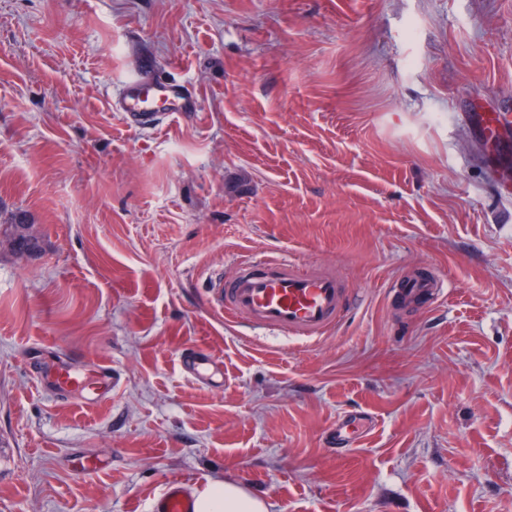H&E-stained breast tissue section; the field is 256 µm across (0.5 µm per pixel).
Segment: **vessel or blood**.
<instances>
[{
    "label": "vessel or blood",
    "mask_w": 512,
    "mask_h": 512,
    "mask_svg": "<svg viewBox=\"0 0 512 512\" xmlns=\"http://www.w3.org/2000/svg\"><path fill=\"white\" fill-rule=\"evenodd\" d=\"M159 100L168 114H199L203 110L200 97L185 81L170 74L153 81L129 78L119 87L115 104L126 124L140 128L155 127L159 113L150 100ZM483 139L492 147L512 140V113L494 110L477 114ZM447 294V283L438 276L419 271L398 289L404 303L420 301L437 303ZM210 304L221 314L245 323L287 334L291 337L317 340L337 324L347 300L334 269L327 265H302L290 258L240 257L235 262L231 279L213 280ZM181 367L187 375L211 386L224 383V370L211 357L195 351L183 355ZM40 385L54 396H80L87 403L98 404L112 397L116 381L107 363L84 369L64 364L51 371L37 370ZM359 431L357 418L341 415L336 421V443L339 453L353 447ZM149 512H195L194 499L188 485L178 479L169 481L155 496Z\"/></svg>",
    "instance_id": "obj_1"
}]
</instances>
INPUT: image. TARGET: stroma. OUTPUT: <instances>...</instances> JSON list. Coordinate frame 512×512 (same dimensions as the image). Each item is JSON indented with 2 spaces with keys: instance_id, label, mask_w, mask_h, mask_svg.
I'll list each match as a JSON object with an SVG mask.
<instances>
[{
  "instance_id": "35a3bbf8",
  "label": "stroma",
  "mask_w": 512,
  "mask_h": 512,
  "mask_svg": "<svg viewBox=\"0 0 512 512\" xmlns=\"http://www.w3.org/2000/svg\"><path fill=\"white\" fill-rule=\"evenodd\" d=\"M141 71L202 116L126 126ZM483 105L512 112V0H0V512H148L172 479L268 512H512V199ZM244 255L333 265L343 318L309 343L226 320L208 277ZM421 268L442 301L389 296ZM191 348L224 386L182 373ZM65 362L111 364V399L47 393L33 368ZM348 411L368 433L340 459Z\"/></svg>"
}]
</instances>
